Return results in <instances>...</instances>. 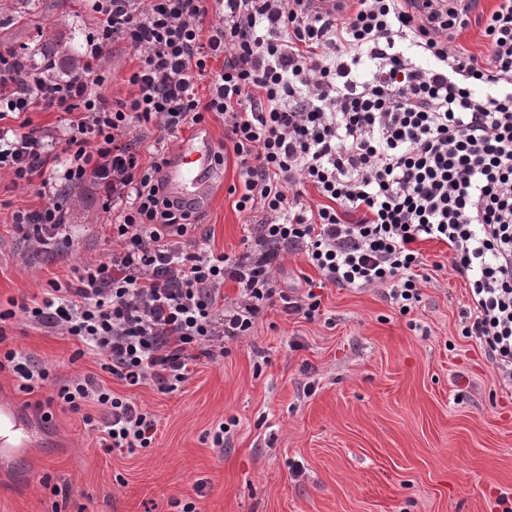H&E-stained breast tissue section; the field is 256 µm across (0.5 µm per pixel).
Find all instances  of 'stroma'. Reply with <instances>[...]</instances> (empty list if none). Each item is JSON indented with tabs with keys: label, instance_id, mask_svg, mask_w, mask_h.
Listing matches in <instances>:
<instances>
[{
	"label": "stroma",
	"instance_id": "obj_1",
	"mask_svg": "<svg viewBox=\"0 0 512 512\" xmlns=\"http://www.w3.org/2000/svg\"><path fill=\"white\" fill-rule=\"evenodd\" d=\"M0 52L62 33L77 50L97 27L85 0H36L25 22H4ZM115 45L103 65L108 99L126 98L136 66ZM87 206H68L73 245L54 254L14 236V210L35 209L34 188L0 174V303L40 294L71 266L105 259L112 212L95 184ZM204 230L218 252L247 248L248 220L221 194ZM420 249L421 300L400 313L381 291L327 286L313 320L265 310L251 335L224 342L218 361L194 365L173 393L130 387L93 355L75 358L71 337L6 323V343L48 368L58 382L92 375L159 419L152 447L106 452L80 415L40 408L0 373V407L24 439L0 460V512H512V395L503 393L483 348L460 334L467 287L445 265L447 249ZM313 384L304 394L305 384ZM234 421L224 449L205 430ZM64 494L54 495L53 486Z\"/></svg>",
	"mask_w": 512,
	"mask_h": 512
}]
</instances>
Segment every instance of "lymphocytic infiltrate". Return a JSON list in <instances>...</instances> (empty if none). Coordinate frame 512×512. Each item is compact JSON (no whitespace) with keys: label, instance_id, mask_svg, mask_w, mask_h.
<instances>
[{"label":"lymphocytic infiltrate","instance_id":"lymphocytic-infiltrate-1","mask_svg":"<svg viewBox=\"0 0 512 512\" xmlns=\"http://www.w3.org/2000/svg\"><path fill=\"white\" fill-rule=\"evenodd\" d=\"M89 2L98 25L79 76L36 71L20 90L16 61L0 57V171L45 198L15 211L12 227L47 251L73 242L69 188L103 185L121 202L114 247L50 281L40 302L1 309L0 335L23 317L74 338L77 356H99L113 378L171 393L267 307L314 318V292L277 285L283 252L304 253L321 285L382 288L411 309L425 266L415 244L435 240L468 286L462 336L512 392V0L479 19L484 60L448 44L467 9L419 0H341L332 13L312 0ZM119 43L139 63L133 94L111 101L101 60ZM36 110L66 119L42 134ZM209 114L237 157L235 208L253 221L254 245L236 256L191 239L190 213L163 193L164 153L140 150ZM310 185L321 203H306ZM1 372L23 392L49 388L46 405L81 415L104 448L133 452L156 437L153 413L94 377L53 385L12 348L0 349Z\"/></svg>","mask_w":512,"mask_h":512}]
</instances>
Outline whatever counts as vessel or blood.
Wrapping results in <instances>:
<instances>
[{
	"label": "vessel or blood",
	"instance_id": "obj_1",
	"mask_svg": "<svg viewBox=\"0 0 512 512\" xmlns=\"http://www.w3.org/2000/svg\"><path fill=\"white\" fill-rule=\"evenodd\" d=\"M214 141L200 128L180 138L163 168L166 194L204 211L215 193Z\"/></svg>",
	"mask_w": 512,
	"mask_h": 512
}]
</instances>
